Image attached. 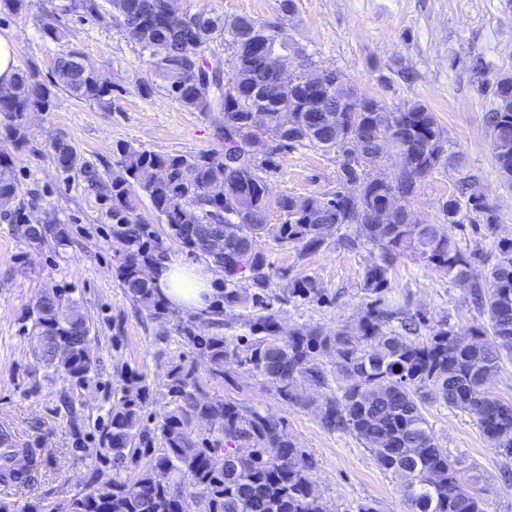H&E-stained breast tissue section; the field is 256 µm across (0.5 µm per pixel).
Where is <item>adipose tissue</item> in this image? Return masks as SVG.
Returning a JSON list of instances; mask_svg holds the SVG:
<instances>
[{"label":"adipose tissue","mask_w":512,"mask_h":512,"mask_svg":"<svg viewBox=\"0 0 512 512\" xmlns=\"http://www.w3.org/2000/svg\"><path fill=\"white\" fill-rule=\"evenodd\" d=\"M215 278L214 268L173 258L158 265L154 281L161 296L172 307L194 312L210 305L215 294Z\"/></svg>","instance_id":"ef3b65f1"}]
</instances>
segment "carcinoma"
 Instances as JSON below:
<instances>
[{
	"label": "carcinoma",
	"instance_id": "carcinoma-1",
	"mask_svg": "<svg viewBox=\"0 0 512 512\" xmlns=\"http://www.w3.org/2000/svg\"><path fill=\"white\" fill-rule=\"evenodd\" d=\"M125 5L120 27L147 53L150 72L139 81L149 96L162 88L190 112L212 116L221 149L195 154H159L129 143L116 145L117 167L103 180L95 166L70 144L57 160L64 174L83 173L90 186L111 201L112 238L124 247L116 275L133 301L154 319L172 324L179 340L197 351L212 378L224 377L235 364L273 386L286 402L301 377L330 388L323 358L351 384L341 395L331 393L321 406L322 426L350 432L370 447L376 465L399 481L409 512H485L484 500L450 459L429 426L426 406L439 403L477 418L492 447L512 458V402L491 394L486 381L512 358V238L494 239L488 276L471 277L472 263L482 252L456 239L460 217L493 229L497 217L482 187L470 176L460 178L458 194L442 202L443 222L412 219L410 203L423 182L448 166L447 136L434 112L416 101L392 110L351 87L342 73L329 78L315 62L301 76L292 97L280 96L275 78L253 56L252 45L294 42L276 26L249 15L224 17L202 12L201 23L179 22L169 0H74L73 8L100 17L108 5ZM45 36L61 47L56 77L41 82L23 71L0 90V196L19 193L13 176L15 153L28 143L24 119L48 112L58 95L109 104L112 85L82 67L81 52L69 45V30L57 20L42 23ZM224 38L232 51L230 67L220 72L205 55L209 43ZM194 41L200 54L188 60L185 46ZM234 84L224 94L223 81ZM481 89L492 98L485 115L486 133L503 185L512 189V72H503ZM293 115L281 129L283 113ZM395 134L392 148L402 157L405 177L374 179L356 166L355 157L376 156L377 137ZM314 145L341 157L336 189L308 195L271 196L267 179L279 167L278 155ZM194 165L199 180L182 181L183 168ZM157 167L165 177L142 183L140 172ZM169 216L167 236L186 254L207 259L224 273L221 292L207 311L212 323L226 310L250 304L267 313L251 321L253 333L233 343L222 334L203 335L199 317H183L157 293L141 270L165 258V242L140 212L143 202ZM186 204L197 207L195 226L176 219ZM283 221L269 223L270 214ZM47 235L68 246L66 227L45 216ZM346 233H341V230ZM270 236L307 255L331 239L351 250L375 252L364 274L363 288L378 294L388 287L389 273L403 258L430 267L463 288L486 322L468 328L448 323L424 329L423 320L401 308L370 302L354 328L332 334L316 328L282 331L268 311V285L276 275L257 239ZM224 239V251L204 249L202 242ZM288 294L319 298L314 277L288 282ZM38 359L53 373L81 387L97 370L87 351L88 321L74 299L45 292L28 312ZM166 395L170 408L160 420L144 421L154 390L139 374L125 378L121 397L105 424L101 447L92 458L91 475L69 498V512H329L314 489L311 455L298 447L282 422L232 398L204 392L196 367L182 357L172 359ZM210 425L205 436L193 432L195 422ZM37 465L34 450L0 433V476L27 480ZM112 470L101 482L99 474Z\"/></svg>",
	"mask_w": 512,
	"mask_h": 512
}]
</instances>
